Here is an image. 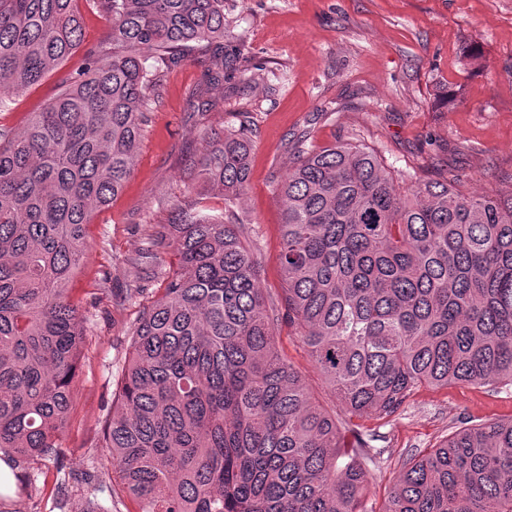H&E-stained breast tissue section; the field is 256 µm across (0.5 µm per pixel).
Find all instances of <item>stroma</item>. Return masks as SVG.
I'll use <instances>...</instances> for the list:
<instances>
[{"instance_id":"35a3bbf8","label":"stroma","mask_w":512,"mask_h":512,"mask_svg":"<svg viewBox=\"0 0 512 512\" xmlns=\"http://www.w3.org/2000/svg\"><path fill=\"white\" fill-rule=\"evenodd\" d=\"M83 40L41 82L0 110V128L20 131L82 73L89 52L112 30L99 0H80ZM232 26L226 49L248 51L245 75L211 86L217 107L194 111L189 94L210 67L199 51L169 69L146 115L133 176L122 193L93 211L80 268L70 284L84 332L82 359L57 453L22 463L0 512H136L100 446L112 413L133 332L145 307L161 297L172 248L150 235L170 223L210 130L252 129L244 235L268 296L282 287L283 204L298 140L322 148L338 140L375 149L397 178L452 172L467 194L512 185V0H224ZM477 47L479 66L467 64ZM456 93L440 105L435 89ZM277 346L325 406L335 400L287 320L274 326ZM512 416V387H422L387 421L361 426L382 433L386 451L370 467L368 504L380 503L411 452L435 447L463 425ZM102 473L108 489L91 491Z\"/></svg>"}]
</instances>
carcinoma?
Returning <instances> with one entry per match:
<instances>
[{"label": "carcinoma", "mask_w": 512, "mask_h": 512, "mask_svg": "<svg viewBox=\"0 0 512 512\" xmlns=\"http://www.w3.org/2000/svg\"><path fill=\"white\" fill-rule=\"evenodd\" d=\"M78 0H0V109L80 45ZM112 33L95 63L17 133L0 131V452L56 455L83 332L69 285L91 212L134 171L160 73L211 54L191 98L244 73L224 51V0H100ZM154 53L147 64L143 52ZM252 130H214L200 187L240 207ZM279 298L258 286L244 219L190 200L154 232L175 246L164 295L132 336L112 417V471L137 512H512V418L464 426L410 456L366 508L373 431L342 443L336 411L277 352L288 326L348 419L387 420L420 387L512 386V191L466 195L458 179L401 186L378 155L339 141L296 146Z\"/></svg>", "instance_id": "cac0c4a2"}]
</instances>
